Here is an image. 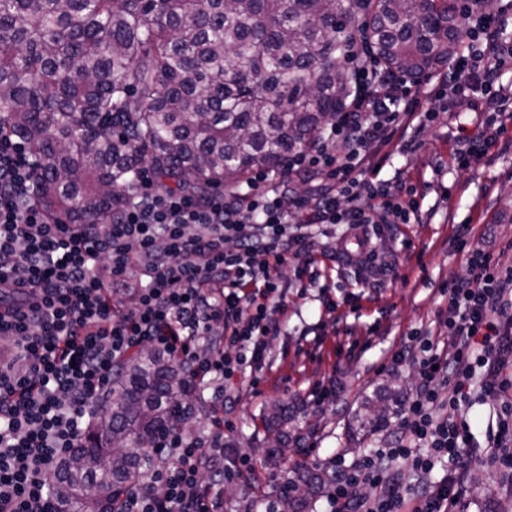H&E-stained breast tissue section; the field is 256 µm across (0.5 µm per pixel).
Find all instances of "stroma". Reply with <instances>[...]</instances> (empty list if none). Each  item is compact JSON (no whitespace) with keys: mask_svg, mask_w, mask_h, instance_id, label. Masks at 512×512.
<instances>
[{"mask_svg":"<svg viewBox=\"0 0 512 512\" xmlns=\"http://www.w3.org/2000/svg\"><path fill=\"white\" fill-rule=\"evenodd\" d=\"M449 105L454 117L438 114L379 149L380 179L416 189L417 221L378 231L373 264L358 267L338 257L344 225H314L324 253L305 275L284 269L288 319L270 343L272 367L258 395H240L228 415L225 454L249 456L251 468L225 483L224 512L282 507L280 488L293 472H318L333 455L351 462L387 447L396 424L352 444V418L363 398L379 393L387 380L411 391L415 369L407 363L391 367V349L408 334H426L447 320L441 290L466 272L457 243L492 249L501 265L512 266V121L479 161L464 167L455 157L459 129L474 127L483 116L469 96ZM332 381L338 386L335 400L317 404L314 391ZM275 406L287 416L266 427L263 418ZM302 447L311 448V455H299ZM471 474L480 486L466 488L460 512H497L502 505L512 512V486L496 468L478 461Z\"/></svg>","mask_w":512,"mask_h":512,"instance_id":"35a3bbf8","label":"stroma"}]
</instances>
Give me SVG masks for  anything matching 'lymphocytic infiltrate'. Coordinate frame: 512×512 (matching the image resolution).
Returning a JSON list of instances; mask_svg holds the SVG:
<instances>
[{
    "instance_id": "1",
    "label": "lymphocytic infiltrate",
    "mask_w": 512,
    "mask_h": 512,
    "mask_svg": "<svg viewBox=\"0 0 512 512\" xmlns=\"http://www.w3.org/2000/svg\"><path fill=\"white\" fill-rule=\"evenodd\" d=\"M458 24L473 40L459 69L481 81L477 111L512 112V18L474 0ZM360 77L327 137L280 176L203 197L154 193L145 176L106 224H68L29 202V151L0 137V289L25 297L0 305V512H54L56 465L80 448L116 363L143 346L187 362L193 389L211 390L209 433L158 435L157 466L124 512H223L221 486L250 466L224 457V381L238 377L252 393L270 369L269 341L288 311L282 271L323 249L310 226L346 225L355 244L342 258L366 265L368 225L407 224L418 211L413 187L379 180L370 151L409 128L413 89L367 60ZM465 264L447 289L451 342L413 335L393 351L392 365H414L415 390L387 448L351 464L330 459L328 512H456L473 461L466 408L476 388L500 399L488 457L512 474V269L479 248ZM135 267L145 282L130 283ZM128 289L130 307L117 299Z\"/></svg>"
}]
</instances>
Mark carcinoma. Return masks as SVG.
Segmentation results:
<instances>
[{"instance_id":"1","label":"carcinoma","mask_w":512,"mask_h":512,"mask_svg":"<svg viewBox=\"0 0 512 512\" xmlns=\"http://www.w3.org/2000/svg\"><path fill=\"white\" fill-rule=\"evenodd\" d=\"M460 0H0V135L25 142L30 200L69 224H104L149 171L201 194L315 146L356 91L357 46L387 74L419 77L460 51ZM109 422L53 476L60 512H121L145 461L135 449L179 430L190 393L180 361L126 357ZM365 403L387 425L399 393ZM326 476L293 512H312ZM112 491L104 501L88 486Z\"/></svg>"}]
</instances>
